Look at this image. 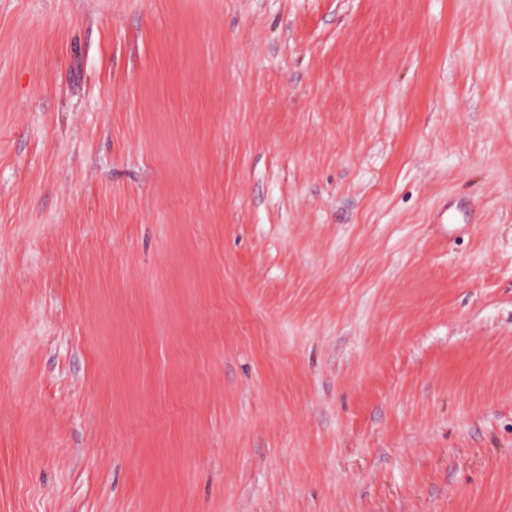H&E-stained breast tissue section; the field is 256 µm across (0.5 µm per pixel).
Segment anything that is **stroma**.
Instances as JSON below:
<instances>
[{
  "label": "stroma",
  "instance_id": "1",
  "mask_svg": "<svg viewBox=\"0 0 512 512\" xmlns=\"http://www.w3.org/2000/svg\"><path fill=\"white\" fill-rule=\"evenodd\" d=\"M0 512H512V0H0Z\"/></svg>",
  "mask_w": 512,
  "mask_h": 512
}]
</instances>
